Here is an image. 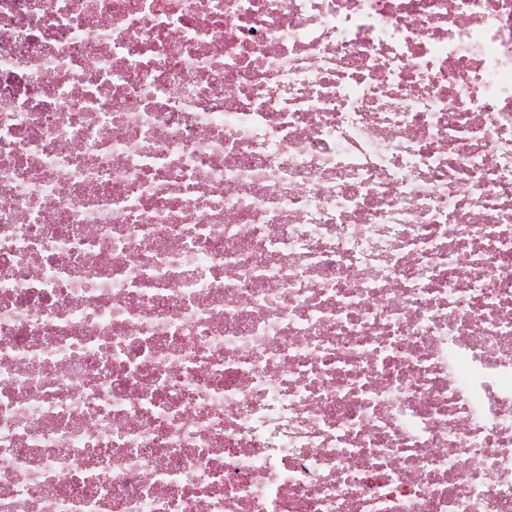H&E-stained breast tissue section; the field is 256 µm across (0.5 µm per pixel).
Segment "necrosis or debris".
I'll use <instances>...</instances> for the list:
<instances>
[{"mask_svg":"<svg viewBox=\"0 0 512 512\" xmlns=\"http://www.w3.org/2000/svg\"><path fill=\"white\" fill-rule=\"evenodd\" d=\"M0 512H512V0H0Z\"/></svg>","mask_w":512,"mask_h":512,"instance_id":"obj_1","label":"necrosis or debris"}]
</instances>
